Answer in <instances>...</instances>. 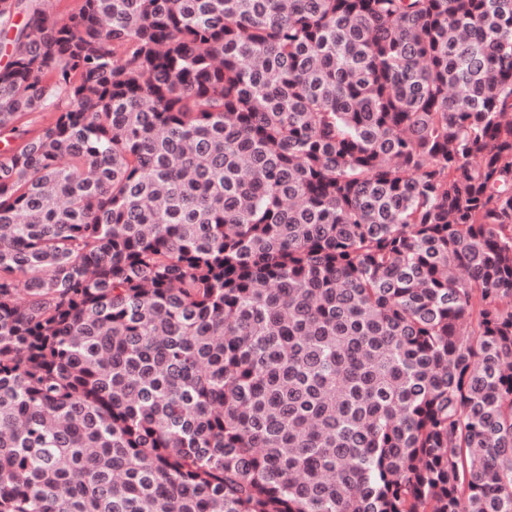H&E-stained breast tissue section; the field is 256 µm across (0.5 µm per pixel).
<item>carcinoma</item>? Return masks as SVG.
Listing matches in <instances>:
<instances>
[{
    "mask_svg": "<svg viewBox=\"0 0 512 512\" xmlns=\"http://www.w3.org/2000/svg\"><path fill=\"white\" fill-rule=\"evenodd\" d=\"M0 29V512H512V0Z\"/></svg>",
    "mask_w": 512,
    "mask_h": 512,
    "instance_id": "cac0c4a2",
    "label": "carcinoma"
}]
</instances>
